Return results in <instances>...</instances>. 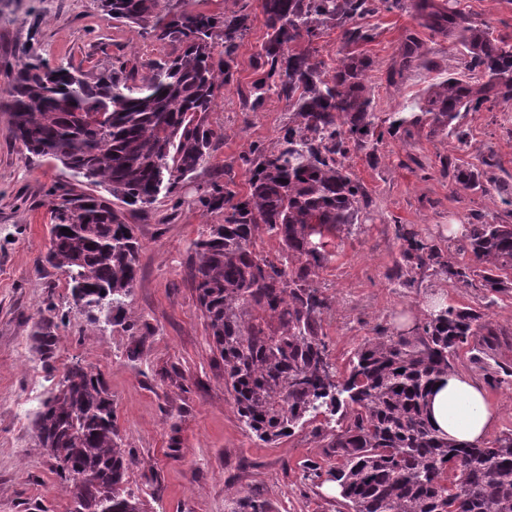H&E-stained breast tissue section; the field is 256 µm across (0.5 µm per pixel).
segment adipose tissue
<instances>
[{"label": "adipose tissue", "instance_id": "obj_1", "mask_svg": "<svg viewBox=\"0 0 512 512\" xmlns=\"http://www.w3.org/2000/svg\"><path fill=\"white\" fill-rule=\"evenodd\" d=\"M429 413L436 429L461 446L482 443L498 419L484 387L461 372L449 373L434 387Z\"/></svg>", "mask_w": 512, "mask_h": 512}]
</instances>
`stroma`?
<instances>
[{
  "label": "stroma",
  "instance_id": "obj_1",
  "mask_svg": "<svg viewBox=\"0 0 512 512\" xmlns=\"http://www.w3.org/2000/svg\"><path fill=\"white\" fill-rule=\"evenodd\" d=\"M460 6L472 21L488 25L493 37L512 44V0H460ZM188 7L218 15L248 9L238 85L249 84L253 55L266 39L261 0H188ZM364 23L375 33L360 51L373 62L367 81L377 121L409 111L436 75L463 67L459 50L420 27L412 13L382 10ZM409 33L422 41L434 67H414L389 82L388 68ZM24 44L50 61L95 74L111 70L119 58L144 75L149 61L173 51L138 27L112 26L93 0H0V93L7 87L3 72L20 63L18 48ZM238 85L217 92L209 122L218 141L207 170L187 182L179 197L162 196L145 212H127L141 245L140 266L126 319L116 324L91 323L62 274L38 267L50 238L47 194L74 180L54 160L24 159L7 114L0 112V512H67L68 494L38 444L33 418L76 361L99 369L112 391L124 446L135 457L127 485L145 512H228L244 495L269 502L274 512H341L339 495L328 491L336 458L321 421L308 422L275 445L244 427L189 277L195 241L223 221L222 214L203 211L198 196L213 179L245 189L242 156L272 145L288 123L287 103L274 96L260 111H242ZM461 124L469 131L465 143L426 126L410 137H385L375 162L351 154L348 165L370 205L361 228L340 243L336 258L317 277L332 300L323 340L338 370H346L354 350L380 329L412 328L434 295L512 329V294L493 296L431 271L414 274L403 286L388 277L400 256L397 225L434 240L456 264L466 257L449 240L450 225L478 215L494 224L512 223V210L495 190L462 188L450 170L491 152L499 163L496 176L512 183V105L468 113ZM46 310L55 316L59 337L49 371L35 356L31 338ZM456 368L484 385L496 404L492 437L512 429V344L478 361L461 355Z\"/></svg>",
  "mask_w": 512,
  "mask_h": 512
}]
</instances>
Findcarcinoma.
<instances>
[{
    "label": "carcinoma",
    "mask_w": 512,
    "mask_h": 512,
    "mask_svg": "<svg viewBox=\"0 0 512 512\" xmlns=\"http://www.w3.org/2000/svg\"><path fill=\"white\" fill-rule=\"evenodd\" d=\"M103 19L134 24L176 54L137 66L117 61L89 74L52 64L29 46L25 62L6 72L0 112L25 158L59 162L85 189L48 193L53 244L45 262L65 277L91 322L126 312L135 287L140 244L114 201L144 211L160 194L207 169L217 134L207 119L215 106V69L237 82L240 43L250 14L189 10L185 0H95ZM266 40L255 55L256 78L238 88L242 110L260 111L272 95L291 117L272 147L242 158L248 189L215 180L198 197L207 212L224 214L194 243L189 275L208 335L224 360L245 426L274 443L321 416L336 453L331 475L348 512H512V432L478 446H459L428 419L431 388L455 370L460 352L486 353L509 335L467 308L431 303L410 331L360 345L345 374L322 339L331 298L315 277L352 234L369 206L345 165L353 150L376 156L384 135L410 136L426 121L467 141L460 119L512 102V45L490 36L460 8V0H261ZM412 11L420 25L461 47L464 70L439 78L406 116L376 123L364 82L371 60L355 47L373 39L360 20L378 12ZM343 29L345 53L327 69L314 47L323 29ZM424 63L422 43L406 38L389 78ZM480 71L482 79L471 78ZM493 154L456 168L470 189L497 185ZM68 228L72 234L63 232ZM264 229L280 250L256 247ZM402 241L393 277L433 270L490 293L512 291V224L464 226L451 265L441 246L398 227ZM56 325L40 315L32 339L42 364L57 350ZM36 435L70 498L69 512H143L125 487L129 468L103 374L75 363L34 413ZM231 512H270L252 497Z\"/></svg>",
    "instance_id": "obj_1"
}]
</instances>
